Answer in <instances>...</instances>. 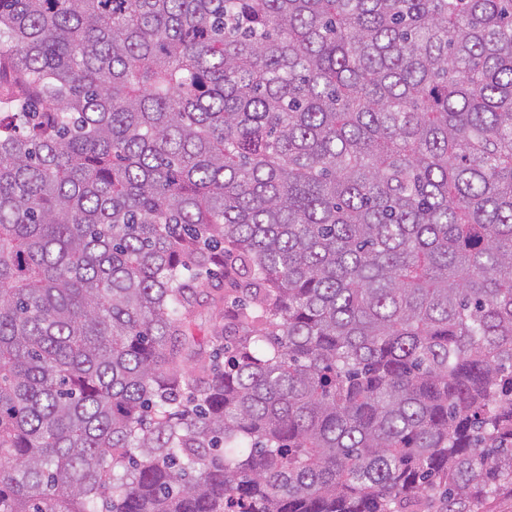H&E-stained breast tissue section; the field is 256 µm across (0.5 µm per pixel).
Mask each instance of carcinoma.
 <instances>
[{
	"label": "carcinoma",
	"instance_id": "carcinoma-1",
	"mask_svg": "<svg viewBox=\"0 0 512 512\" xmlns=\"http://www.w3.org/2000/svg\"><path fill=\"white\" fill-rule=\"evenodd\" d=\"M504 496L512 0H0V512ZM239 294L233 287L222 286L209 290L199 298V306L195 310L193 328L197 336H210L215 326L224 325V301L230 305Z\"/></svg>",
	"mask_w": 512,
	"mask_h": 512
}]
</instances>
